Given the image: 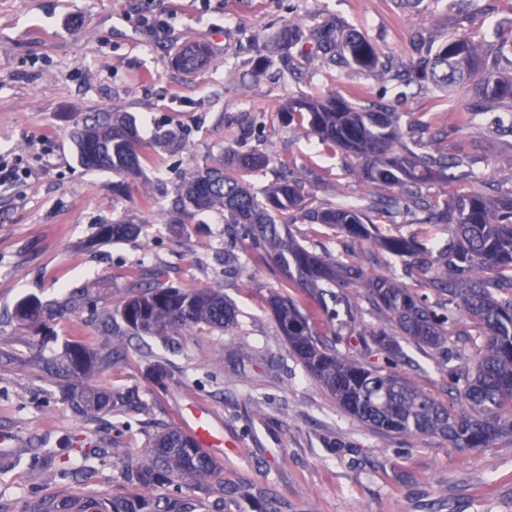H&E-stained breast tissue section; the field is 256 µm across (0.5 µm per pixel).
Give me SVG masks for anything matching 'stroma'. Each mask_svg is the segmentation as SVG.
Returning <instances> with one entry per match:
<instances>
[{
	"label": "stroma",
	"mask_w": 512,
	"mask_h": 512,
	"mask_svg": "<svg viewBox=\"0 0 512 512\" xmlns=\"http://www.w3.org/2000/svg\"><path fill=\"white\" fill-rule=\"evenodd\" d=\"M162 32H154L156 23ZM353 29L375 47L363 69L343 55L322 59L313 42L288 47L279 35ZM512 29V0H0V512H50L62 498L180 496L197 512H251L277 499L280 512H512V437L489 448H455L436 436L375 433L339 408L289 351L268 308L272 293L294 299L313 329L343 355L389 366L440 401L448 369L439 351L402 342L404 360L365 348L356 334L377 325L361 288H340L334 308L306 296L259 257L249 240L229 241L224 211L176 212L194 170L220 167L228 152H260L270 163L249 175L261 190L280 173L305 183L309 208L366 195L357 163L318 147L280 110L302 94L331 92L361 108L388 106L402 126H424L427 151L445 145L471 159L469 176L423 189L496 195L512 190V129L471 123L434 89L404 86L399 65L453 31L483 39ZM206 46L209 64L186 75L176 49ZM136 120L138 175L89 171L71 132L103 106ZM122 220L140 233L95 239ZM241 278L224 276L225 265ZM216 287L236 307L230 332L195 329L165 343L132 337L119 316L138 288ZM34 298L42 322L15 310ZM76 337L109 357L96 383L119 395L109 412L76 415L38 366L41 339ZM207 413L231 446L217 456L221 480L141 485L129 473L154 435L192 410ZM86 435L101 450L93 475L41 465L44 453L73 456ZM230 488L223 496L218 486Z\"/></svg>",
	"instance_id": "obj_1"
}]
</instances>
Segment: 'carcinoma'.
Returning <instances> with one entry per match:
<instances>
[{
	"instance_id": "obj_1",
	"label": "carcinoma",
	"mask_w": 512,
	"mask_h": 512,
	"mask_svg": "<svg viewBox=\"0 0 512 512\" xmlns=\"http://www.w3.org/2000/svg\"><path fill=\"white\" fill-rule=\"evenodd\" d=\"M343 52L360 68L377 64V51L362 35L349 32ZM208 61L203 46L177 51L174 66L191 74ZM407 80L432 86L448 100L478 118L495 107L512 109V72L505 73L484 59L481 43L467 33H453L427 50L406 71ZM288 124L307 125L327 150L361 161L360 178L371 186L408 188L404 194L375 195L358 203H340L305 213L313 223L333 230L355 251L375 244L407 260L417 285L441 298L428 296L361 265L336 260L299 241L289 223L278 217L305 208L299 183L284 178L255 194L244 174L269 164L268 156H238L224 168L192 172L179 190L184 208L220 207L224 223L234 224L251 239L263 257L295 287L325 300L336 288H363L378 313V325L361 332L378 349L397 357L398 338L442 354L464 365L450 370L458 405L438 401L408 378L384 367L342 356L320 339L307 316L291 299L273 294L269 307L288 347L306 371L336 400L338 406L372 430L400 435H437L455 448H488L512 435V192L497 197L478 193L450 196L443 204L422 198V186L447 169L469 175L470 159L457 150L420 148L404 133L398 117L384 110H364L332 92L323 97L302 95L283 111ZM80 164L89 170L135 175L141 164L136 122L125 112L107 107L86 116L72 131ZM417 215L416 223L448 229V241L428 248L415 235L385 233L370 214L392 216L400 210ZM138 231L134 224H100L96 238L117 242ZM461 315L483 338L469 361L465 351L446 347L450 313ZM24 322L44 314L37 300L18 305ZM133 334L166 339L204 326L229 331L236 309L220 288H174L160 283L133 293L120 309ZM107 358L77 339L65 342L60 353L42 355V371L62 384L63 401L79 414L99 413L115 404L112 393L93 383ZM219 469L217 462L185 433L170 427L157 434L146 457L130 474L145 485H165L177 479L200 483ZM194 512L195 505L178 498L160 503L141 496L108 503L62 500L49 512Z\"/></svg>"
}]
</instances>
